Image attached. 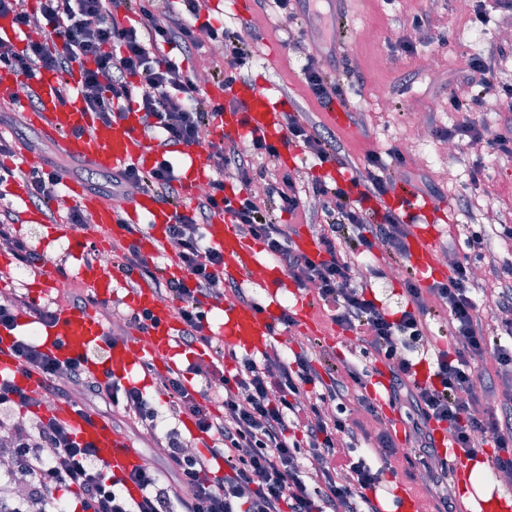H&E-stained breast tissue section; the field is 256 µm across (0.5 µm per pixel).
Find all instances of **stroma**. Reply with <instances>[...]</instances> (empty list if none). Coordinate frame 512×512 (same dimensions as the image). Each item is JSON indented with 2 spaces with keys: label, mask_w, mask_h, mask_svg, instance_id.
<instances>
[{
  "label": "stroma",
  "mask_w": 512,
  "mask_h": 512,
  "mask_svg": "<svg viewBox=\"0 0 512 512\" xmlns=\"http://www.w3.org/2000/svg\"><path fill=\"white\" fill-rule=\"evenodd\" d=\"M234 2L224 0L223 12L210 13L208 19L214 25L244 21L264 33L257 62L250 72L251 81L269 92L286 95L295 108L313 113L317 120L333 127L346 155L358 163L366 153L382 152L391 143L404 141L412 107L425 106L435 99L440 103L435 113L438 124L455 120V113L447 108L448 93H466L471 55L499 44L512 49V39L503 40L500 34L507 22L499 13H490L481 21L472 8L462 7L460 0H344V18L337 29L342 44L337 48L323 33L324 15L329 11L323 2L318 10L300 13L306 31L305 46L300 50L282 46L285 34L278 31L276 17L264 13L256 4L248 12L238 13ZM424 13L430 14L435 32L447 34V45L426 41L422 34L414 32L412 18ZM366 27L374 30L375 37L363 42L359 32ZM405 36L416 42L415 54H405L398 48L399 38ZM310 51L321 60H334L337 68L351 66L359 75V82L350 86L347 93L357 122L336 125L329 111L309 95L300 70ZM440 146V141L429 135L416 147L407 149L409 168L423 183L434 186L431 203L445 210L450 224H472L476 229L493 232L487 212L512 205V159L487 155L485 149L466 141L458 143L448 155ZM478 160L483 162L485 172L476 187L470 182L469 170ZM461 195L471 200L472 212L459 207L457 198ZM47 251L52 261L65 263L69 278L62 290L42 293L32 283L29 271L15 269L0 281V297L16 294L54 308L59 304V294L82 292L84 286L75 276L77 257L69 255L60 240L49 245Z\"/></svg>",
  "instance_id": "35a3bbf8"
}]
</instances>
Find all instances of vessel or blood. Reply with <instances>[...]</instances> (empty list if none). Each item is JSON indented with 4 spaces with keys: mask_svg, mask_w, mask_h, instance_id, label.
<instances>
[{
    "mask_svg": "<svg viewBox=\"0 0 512 512\" xmlns=\"http://www.w3.org/2000/svg\"><path fill=\"white\" fill-rule=\"evenodd\" d=\"M77 82V77L66 78L46 71L24 87L13 71L0 66V101L25 106L27 100H34V108L25 113L28 122L51 142L55 153L71 162L109 173L121 172L131 165L151 169L156 153L151 140L141 131L139 113H129L123 120L111 124L102 123L95 113L85 110L76 89ZM229 95L238 101L239 107L225 110L221 116V132L225 137L239 140L247 132L255 131L270 139L282 138L286 124L282 99L246 81L234 84ZM181 153L184 157L181 179L186 194L191 196L197 186L211 180L213 171L203 157L202 148L185 147ZM65 187L68 196L95 217L96 229L92 233H85L63 220L59 221L58 230L69 253L83 256L78 276L98 300L112 301L118 296V284L129 280L130 275L86 260L85 255L90 249L99 250L124 241L128 225L139 222L150 225V232L139 238L138 249L142 255L160 261L163 274H172L173 267L166 264L164 252L170 211L158 202L154 193L143 192L121 202L84 192L73 181L66 182ZM15 199L19 204L18 223H49L48 210L28 207L26 183L17 184ZM367 206L374 210H391L409 225L408 268L422 284L437 280L434 266L439 229L428 199L411 184L401 182L386 196L369 199ZM205 235L209 245L224 255L225 281L250 286L265 297L264 304L259 306L205 301V310L220 312L216 336L228 352L266 349L278 334L280 300L290 283L287 273L275 263L263 262L257 242L242 236L224 215L212 217L205 226ZM122 298L130 310L150 313L147 331L105 343L106 330L94 309L70 305L57 310L53 325L42 327L43 350L61 360L83 358L84 368L91 376L124 384L133 383L137 376L147 375L152 368L179 369L178 338L182 322L174 305L160 301L154 287L146 282L129 289ZM14 341V332L0 331V377H12L15 384L29 392H39L42 376L35 370L19 371L12 349ZM48 412L70 427L78 438L92 443L114 478L127 480L140 466L138 452L109 423L81 414L77 408L67 405L51 406ZM432 435L436 447L447 456L451 476L462 479L465 464L462 450L455 447L444 429L433 427Z\"/></svg>",
    "mask_w": 512,
    "mask_h": 512,
    "instance_id": "obj_1",
    "label": "vessel or blood"
}]
</instances>
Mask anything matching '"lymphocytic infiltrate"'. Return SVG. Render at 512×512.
<instances>
[{
  "instance_id": "obj_1",
  "label": "lymphocytic infiltrate",
  "mask_w": 512,
  "mask_h": 512,
  "mask_svg": "<svg viewBox=\"0 0 512 512\" xmlns=\"http://www.w3.org/2000/svg\"><path fill=\"white\" fill-rule=\"evenodd\" d=\"M204 8V0H0V16H12L26 38L19 50L0 42V65L26 81L44 70L67 73L80 65V92L88 111L106 123L142 112L149 138L165 150L206 147L215 173L190 209L178 205L182 190L166 153L151 170L131 166L108 178L113 194L151 190L171 209L166 242L176 249L182 277L158 279L155 262L138 250L144 234L138 224L129 225L128 240L113 244L112 263L137 268L140 280L153 282L158 297L175 305L183 323L180 344L207 354L210 375L204 386L187 388L183 373L173 370L156 373L154 384L173 415L195 418L200 436L212 442L209 455L188 451L178 431L167 432L164 469L136 468L132 479L142 496L129 498L91 443L76 439L52 416L28 423L24 414L38 409L39 398L0 377V410L9 414V456L30 478L29 499L40 502L42 512H65L64 490L74 493L79 512H175L179 505L185 512H381L378 491L396 442L390 430L374 435L345 415L351 401L377 415L367 391L368 369L351 362L335 365L325 349L314 357L303 348L288 358L274 347L233 354L234 367L225 370L228 356L208 332L203 302L223 299L239 286L225 281L224 256L205 244L200 230L224 212L239 232L262 244L298 292L326 306L332 325L357 336L363 353L385 364L387 393L391 404L405 411L411 446L403 474L410 480L426 475L438 495L436 512H457L431 424L442 425L470 453L491 446L493 472L512 473V318L505 316L512 311V260L501 258L486 235L470 233L467 244L475 259L457 260L446 280L426 286L415 276L404 277L406 304L400 314H392L356 272L359 260L376 257L389 266L407 255V225L391 211L363 205L364 197L389 193L396 171L408 166L404 154L394 146L387 157L372 153L363 166H352V184L364 188L358 198L321 176L297 185L280 165L287 147L310 152L322 165L345 163L335 133L308 113H288L281 140L251 134L246 154L236 142L216 137L213 121L223 105L206 94L195 70L164 50L177 48L192 56L205 53L208 43L218 44L221 52L211 59L210 76L227 88L255 64L253 44L260 35L247 26L200 23ZM123 13L135 14L136 22L123 24ZM502 59L492 51L470 58L471 82L479 91L465 100L449 95L448 104L460 118L436 128V136L480 140L491 153L512 158V84L498 79ZM353 75L350 69L344 76L332 75L311 55L301 68L309 93L327 109L344 101L345 81ZM492 90L498 93V107L508 113L501 133L469 116ZM228 170L237 177L232 188L224 184ZM65 171L58 164L48 172L33 167L19 174L1 166L0 184L22 175L31 203L39 206L57 197ZM318 211L329 221L314 229L323 252L314 261L295 248L292 221ZM477 262L494 283L493 306L504 314L491 335L475 300L478 279L472 269ZM438 312L448 319L451 348L438 351L433 380L423 384L414 377L408 351L411 343L428 342L427 323ZM14 351L21 366L44 376V395L64 397L69 386L79 387L106 405L124 404L130 423L155 433L159 412L141 388L99 381L80 360L46 354L33 337L18 339ZM214 455L223 457L229 475L216 476L210 462ZM164 477L172 479V491L159 489Z\"/></svg>"
}]
</instances>
